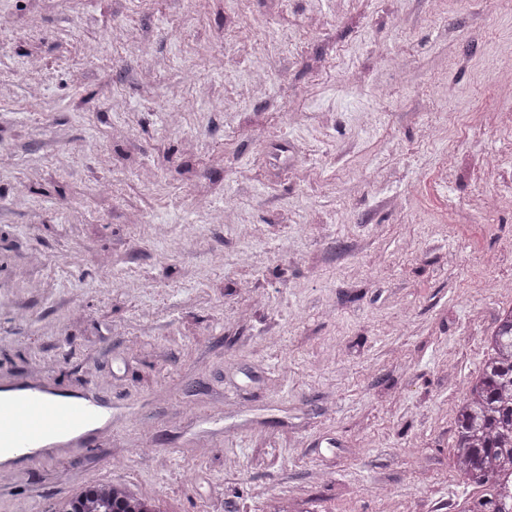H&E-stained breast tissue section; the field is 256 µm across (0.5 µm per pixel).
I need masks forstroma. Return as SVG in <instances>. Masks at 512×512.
<instances>
[{
  "label": "stroma",
  "instance_id": "obj_1",
  "mask_svg": "<svg viewBox=\"0 0 512 512\" xmlns=\"http://www.w3.org/2000/svg\"><path fill=\"white\" fill-rule=\"evenodd\" d=\"M510 47L489 0H0V390L112 416L8 461L0 512H455L512 307V203L478 208Z\"/></svg>",
  "mask_w": 512,
  "mask_h": 512
}]
</instances>
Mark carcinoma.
<instances>
[{"label":"carcinoma","instance_id":"cac0c4a2","mask_svg":"<svg viewBox=\"0 0 512 512\" xmlns=\"http://www.w3.org/2000/svg\"><path fill=\"white\" fill-rule=\"evenodd\" d=\"M489 353L456 404L455 468L479 495L457 512H512V309L487 339Z\"/></svg>","mask_w":512,"mask_h":512}]
</instances>
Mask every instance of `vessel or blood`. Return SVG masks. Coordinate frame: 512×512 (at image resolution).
<instances>
[{
    "instance_id": "1",
    "label": "vessel or blood",
    "mask_w": 512,
    "mask_h": 512,
    "mask_svg": "<svg viewBox=\"0 0 512 512\" xmlns=\"http://www.w3.org/2000/svg\"><path fill=\"white\" fill-rule=\"evenodd\" d=\"M92 390L64 403L39 394L0 400V445L22 453L36 443L68 435L104 417Z\"/></svg>"
}]
</instances>
